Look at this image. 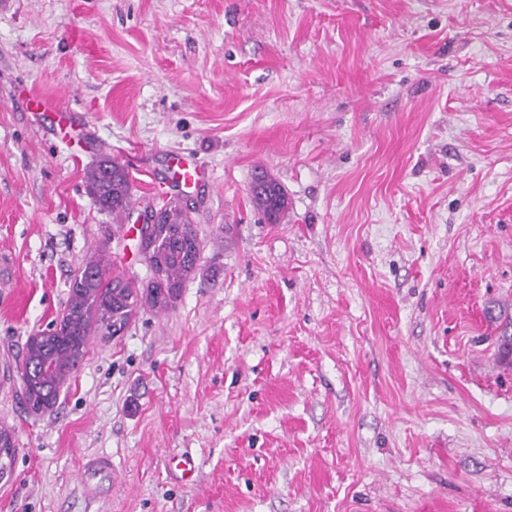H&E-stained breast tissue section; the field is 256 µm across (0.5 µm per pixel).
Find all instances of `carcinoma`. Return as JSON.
Wrapping results in <instances>:
<instances>
[{
  "mask_svg": "<svg viewBox=\"0 0 512 512\" xmlns=\"http://www.w3.org/2000/svg\"><path fill=\"white\" fill-rule=\"evenodd\" d=\"M88 181L100 209L112 211L115 217L131 209V182L120 161L101 159L89 171ZM251 199L274 222L288 209L283 187L267 172L255 176ZM161 214L162 223L153 225L149 242V261L161 274V284L143 296L102 256L88 258L70 284L62 329L27 341L23 367L42 357L55 363V369L49 372L32 371L23 383L27 409L39 413L55 403L61 386L84 358L88 336L112 334V325L129 322L144 306L156 311L166 309L173 301L171 290L180 288L182 281L195 272L201 244L186 209L178 203H168L161 207ZM16 453L13 435H1L0 472L12 474Z\"/></svg>",
  "mask_w": 512,
  "mask_h": 512,
  "instance_id": "cac0c4a2",
  "label": "carcinoma"
}]
</instances>
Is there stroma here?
Here are the masks:
<instances>
[{"mask_svg": "<svg viewBox=\"0 0 512 512\" xmlns=\"http://www.w3.org/2000/svg\"><path fill=\"white\" fill-rule=\"evenodd\" d=\"M177 196L201 253L173 306L28 413V337L91 255L148 288L135 222ZM0 252V512H512V0H0ZM34 98L37 100L38 105L45 111L42 112L43 115L51 118L60 131H66L68 127L73 129L75 120L72 115L59 111L55 103L48 98L39 95H34ZM91 193L101 210H112L116 218L133 205L131 182L124 164L105 157L88 173ZM251 199L255 207L274 222L288 209V197L283 187L267 172L255 176L251 185Z\"/></svg>", "mask_w": 512, "mask_h": 512, "instance_id": "obj_1", "label": "stroma"}]
</instances>
